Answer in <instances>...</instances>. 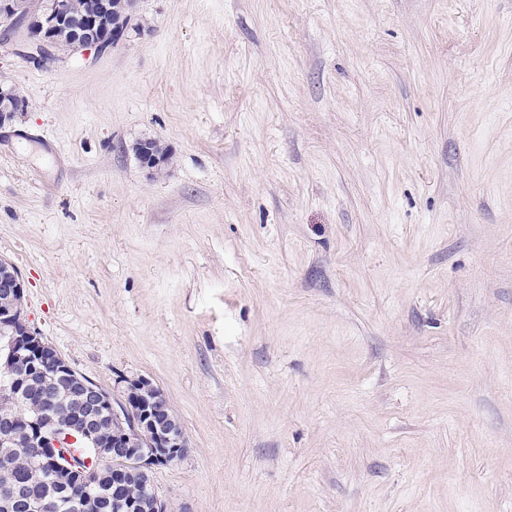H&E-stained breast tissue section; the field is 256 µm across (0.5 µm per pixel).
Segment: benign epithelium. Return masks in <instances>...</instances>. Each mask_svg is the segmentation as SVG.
<instances>
[{"label": "benign epithelium", "mask_w": 512, "mask_h": 512, "mask_svg": "<svg viewBox=\"0 0 512 512\" xmlns=\"http://www.w3.org/2000/svg\"><path fill=\"white\" fill-rule=\"evenodd\" d=\"M135 8L136 0H127L123 4L125 17L116 23L112 21L110 0H99L78 13L72 12L70 5L53 0L38 14L34 13L31 0H0V27L16 30L17 39L32 49L30 62L45 68L59 59L56 36L66 24L72 27V49L103 54L126 39L130 31L143 30V25L134 19ZM136 154L141 166L152 175L160 173L168 161L166 151L156 149L148 141L136 146ZM0 293L10 299L9 305L0 306V324L10 327L14 336L8 357L52 362L53 370L44 384L46 392H54L57 379L63 377L83 397L85 416L79 427L47 424L41 413L21 420L36 452H58L62 436L72 443L95 445L94 455L71 459L61 468L95 470L98 463L112 461L114 495L125 493L126 475L146 477L187 455L189 444L180 422L165 396L150 380L126 381L123 401L114 403L109 392L78 374L32 330L24 314V282L17 269L4 259H0Z\"/></svg>", "instance_id": "1"}]
</instances>
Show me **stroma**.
Returning a JSON list of instances; mask_svg holds the SVG:
<instances>
[{"label": "stroma", "instance_id": "1", "mask_svg": "<svg viewBox=\"0 0 512 512\" xmlns=\"http://www.w3.org/2000/svg\"><path fill=\"white\" fill-rule=\"evenodd\" d=\"M137 14L46 69L0 48L31 328L163 392L177 512H512V0ZM136 154L141 166L148 170L151 175L160 173L168 161L166 151L157 150L148 141H144L136 146Z\"/></svg>", "mask_w": 512, "mask_h": 512}]
</instances>
